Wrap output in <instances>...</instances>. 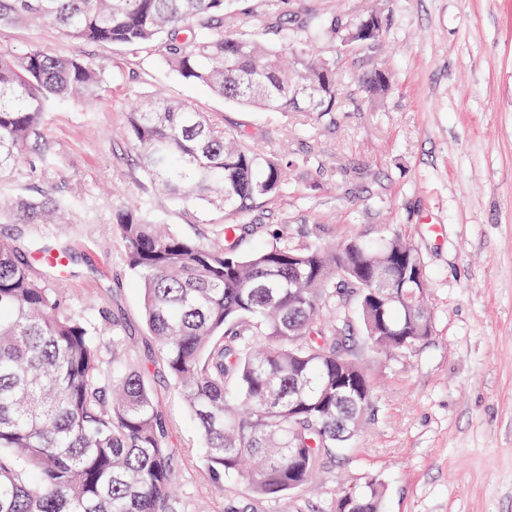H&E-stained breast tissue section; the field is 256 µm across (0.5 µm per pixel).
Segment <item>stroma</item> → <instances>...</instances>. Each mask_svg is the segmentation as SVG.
I'll return each mask as SVG.
<instances>
[{"instance_id": "35a3bbf8", "label": "stroma", "mask_w": 512, "mask_h": 512, "mask_svg": "<svg viewBox=\"0 0 512 512\" xmlns=\"http://www.w3.org/2000/svg\"><path fill=\"white\" fill-rule=\"evenodd\" d=\"M350 20L378 12L389 39L374 55L336 50L350 96L333 124L304 112L245 111L109 44L67 39L55 27L0 26V49H41L109 65L96 106L52 100L43 131L58 148L57 174L0 178V194L42 189L68 201L49 244L69 248L64 299L117 324L147 377L175 458L174 512H330L340 487L377 477L383 512H512V0H306ZM379 96L362 90L376 73ZM181 100L226 126L257 128L261 151L300 158L288 190L262 204L240 251L280 232L293 245L408 238L424 260L429 338L400 356L376 353L360 329L350 349L372 368L371 411L346 448L325 458L308 485L279 501L251 502L234 478L215 482L196 425L159 361L115 218L147 200L152 217L202 243L224 237V219H184L156 192L128 133L141 96Z\"/></svg>"}]
</instances>
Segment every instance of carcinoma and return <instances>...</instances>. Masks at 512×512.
Listing matches in <instances>:
<instances>
[{
  "label": "carcinoma",
  "mask_w": 512,
  "mask_h": 512,
  "mask_svg": "<svg viewBox=\"0 0 512 512\" xmlns=\"http://www.w3.org/2000/svg\"><path fill=\"white\" fill-rule=\"evenodd\" d=\"M0 0V25L47 23L69 39L151 53L186 82L245 109L311 112L336 123L346 95L322 45L381 48L377 14L352 23L290 0ZM104 62L32 49L0 52V177L44 141L52 99L96 103ZM140 167L156 188L198 211L247 217L288 185L296 160L255 148L249 126L211 123L177 99L144 97L128 116ZM52 194L0 207V223L47 224ZM138 207L119 213L125 259L142 295L157 354L197 420L209 472L261 499L306 485L323 458L355 435L373 398L343 338L355 303L366 339L398 355L432 335L424 262L399 235L370 246H291L283 238L238 250L161 230ZM0 240V512H173L174 454L145 369L112 357L101 331L67 307L49 280L50 250ZM384 484L341 490L334 512H381Z\"/></svg>",
  "instance_id": "1"
}]
</instances>
